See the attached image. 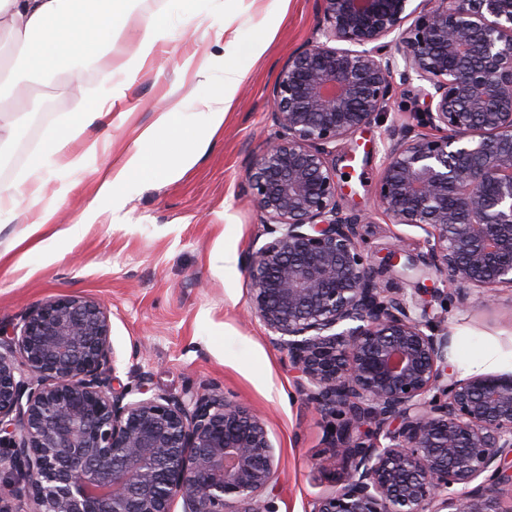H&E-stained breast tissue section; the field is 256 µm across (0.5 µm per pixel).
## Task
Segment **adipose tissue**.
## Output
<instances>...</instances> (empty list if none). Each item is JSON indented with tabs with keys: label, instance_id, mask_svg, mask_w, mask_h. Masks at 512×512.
<instances>
[{
	"label": "adipose tissue",
	"instance_id": "ef3b65f1",
	"mask_svg": "<svg viewBox=\"0 0 512 512\" xmlns=\"http://www.w3.org/2000/svg\"><path fill=\"white\" fill-rule=\"evenodd\" d=\"M129 0H0V36L20 47L19 59L37 75L53 76L67 72L72 94L82 89L81 60L97 59L111 52L114 39L126 15ZM171 32L159 17L146 19L138 33L137 50L123 67V77L114 82L106 99L95 103L80 100L69 119L47 131L42 147L24 175L0 185V223L16 216L20 200L37 202L38 210L23 234L24 240L40 241L43 234L52 240L70 241L81 229L100 216V203H111L113 211L125 204L124 190L134 180L151 183L156 179L173 182L196 165L213 136L224 125L239 83L268 47L267 41L240 49L236 31L222 27L218 40L225 51L235 53L234 66L225 68L219 94L208 96L206 109L199 115L197 128L180 133L171 111L158 112L148 125L135 129L131 145L104 155L98 140L88 138V129L125 127L129 112L117 109L137 75L150 64L160 44ZM94 168L97 177L92 203L69 225L52 227L54 211L40 206L42 189L49 172L56 168Z\"/></svg>",
	"mask_w": 512,
	"mask_h": 512
}]
</instances>
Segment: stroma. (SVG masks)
I'll return each mask as SVG.
<instances>
[{
  "label": "stroma",
  "instance_id": "1",
  "mask_svg": "<svg viewBox=\"0 0 512 512\" xmlns=\"http://www.w3.org/2000/svg\"><path fill=\"white\" fill-rule=\"evenodd\" d=\"M163 16L178 31L154 63L139 74L122 103L130 127L91 129L92 137L119 148L132 128L149 123L156 112L177 109L180 121H197L203 93H217L224 50L215 31L236 29L241 45L269 43L237 92L224 126L201 160L178 181L129 184L120 212L102 204L95 224L78 238L28 250L13 241L30 211L21 203L17 218L0 226V327L8 328L33 305L63 296H82L106 309L122 384L150 392L182 395L188 388L215 385L264 416L278 462L277 512H308L312 501L334 488L342 465L329 448L324 424L296 385L286 352L272 346L259 319L248 316L250 283L243 256L262 225L255 201L240 185L249 163L275 128L268 118L270 93L288 56L306 44L319 26L315 0H289L280 13L276 0H130L128 16L112 47V66L120 68L135 51V33L148 16ZM212 62L211 80L199 90L182 62ZM29 85L30 122L19 125L14 142L39 144L74 107L65 75L45 79L20 70ZM420 96L398 86L396 95L371 125L341 141L334 159L348 189L349 207L368 218L372 250L402 240L419 252L421 228L390 222L375 204L382 169L383 141L395 123L421 108ZM93 169H60L48 181L44 203L55 223H72L92 200ZM71 185L60 194L61 185ZM452 341L448 362L462 377L475 374L474 362L491 344L512 353V290L503 288L483 305L448 308Z\"/></svg>",
  "mask_w": 512,
  "mask_h": 512
}]
</instances>
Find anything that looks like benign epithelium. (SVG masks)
<instances>
[{
    "mask_svg": "<svg viewBox=\"0 0 512 512\" xmlns=\"http://www.w3.org/2000/svg\"><path fill=\"white\" fill-rule=\"evenodd\" d=\"M413 2L316 0L318 36L279 71L275 134L241 185L268 236L244 257L252 316L342 463L309 512H512L496 495L512 488V373H454L448 289L404 286L448 275L461 309L512 289V0ZM396 75L426 107L389 134L377 202L426 237L377 262L333 160ZM116 363L85 297L0 334V477L25 512H275L263 416L217 388H117Z\"/></svg>",
    "mask_w": 512,
    "mask_h": 512,
    "instance_id": "obj_1",
    "label": "benign epithelium"
}]
</instances>
